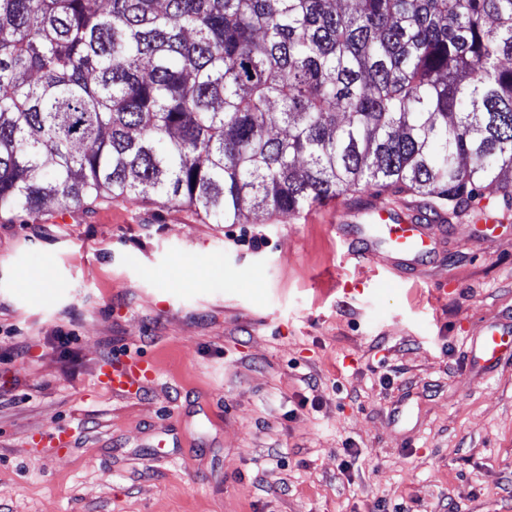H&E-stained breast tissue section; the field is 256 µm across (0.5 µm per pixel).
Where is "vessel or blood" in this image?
<instances>
[{
  "label": "vessel or blood",
  "mask_w": 512,
  "mask_h": 512,
  "mask_svg": "<svg viewBox=\"0 0 512 512\" xmlns=\"http://www.w3.org/2000/svg\"><path fill=\"white\" fill-rule=\"evenodd\" d=\"M326 208L336 215L339 235L358 243L359 257L371 258L379 251H387L395 259L393 273L403 278L415 274L421 262L432 254L439 241L437 228L448 221L446 212L426 209L417 200L386 203L366 195L355 204L331 200ZM472 333L479 348L474 370H484L502 357L512 356L511 328L482 321ZM155 373L151 361L132 355L101 366L98 382L113 393L130 395Z\"/></svg>",
  "instance_id": "b4317fda"
}]
</instances>
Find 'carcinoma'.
Masks as SVG:
<instances>
[{
  "mask_svg": "<svg viewBox=\"0 0 512 512\" xmlns=\"http://www.w3.org/2000/svg\"><path fill=\"white\" fill-rule=\"evenodd\" d=\"M512 202V0H0V214Z\"/></svg>",
  "mask_w": 512,
  "mask_h": 512,
  "instance_id": "cac0c4a2",
  "label": "carcinoma"
}]
</instances>
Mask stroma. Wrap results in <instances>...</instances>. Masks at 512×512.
Returning a JSON list of instances; mask_svg holds the SVG:
<instances>
[{"label":"stroma","instance_id":"obj_1","mask_svg":"<svg viewBox=\"0 0 512 512\" xmlns=\"http://www.w3.org/2000/svg\"><path fill=\"white\" fill-rule=\"evenodd\" d=\"M486 195L502 224L454 217L407 279L318 204L1 215L0 512H512V361L470 370L473 324L512 321V206ZM121 350L158 368L132 397L97 381Z\"/></svg>","mask_w":512,"mask_h":512}]
</instances>
